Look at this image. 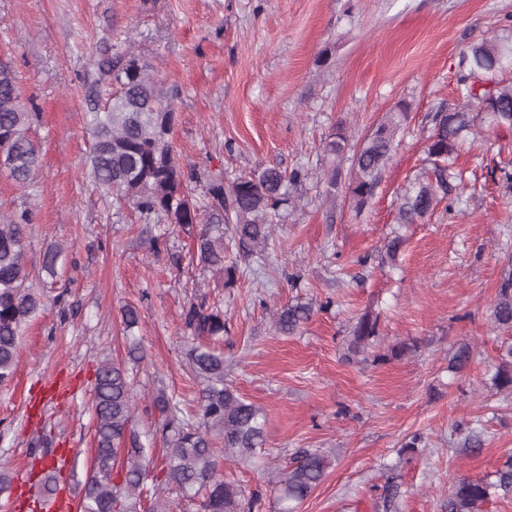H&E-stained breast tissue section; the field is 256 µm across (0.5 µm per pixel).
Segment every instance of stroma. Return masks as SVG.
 <instances>
[{
    "mask_svg": "<svg viewBox=\"0 0 512 512\" xmlns=\"http://www.w3.org/2000/svg\"><path fill=\"white\" fill-rule=\"evenodd\" d=\"M510 20L512 0H0V58L17 73L41 153L29 186L0 174V216L30 211L29 282L46 302L22 328L13 381L0 386V462L15 490L0 495V512H27L26 497L59 456L75 463L59 495L79 501L105 360L127 369L141 440L155 462L165 459L152 398L162 390L195 405L201 384L187 352L196 339L184 313L201 301L224 313L214 346L225 381L265 416L268 470L222 466L257 499L254 512H275L277 473L301 448L324 451L331 464L298 512H378L391 476L399 512H448L460 476L500 468L512 454V395L492 375L512 334L490 314L512 258V192L499 171L512 161V130H483L458 148L464 181L454 203L414 224L395 215L426 156L433 113L459 101L461 50L502 36ZM114 46L178 90L170 138L200 175V200L218 173L230 181L260 167L327 169L322 143L338 123L356 145L398 102L409 116L364 209L344 189L349 163L335 197L307 180L264 254L230 245L238 271L228 288L193 261L194 230L112 203L89 175L87 114L108 88L96 62ZM397 234L392 262L385 245ZM54 246L62 254L53 279L41 260ZM297 303L313 306L311 318L276 331L275 311ZM128 306L139 316L129 332ZM368 311L380 315L371 354L400 341L413 351L345 361ZM463 344L473 355L451 373ZM472 432L483 445L470 453ZM415 434L422 445L401 454Z\"/></svg>",
    "mask_w": 512,
    "mask_h": 512,
    "instance_id": "1",
    "label": "stroma"
}]
</instances>
